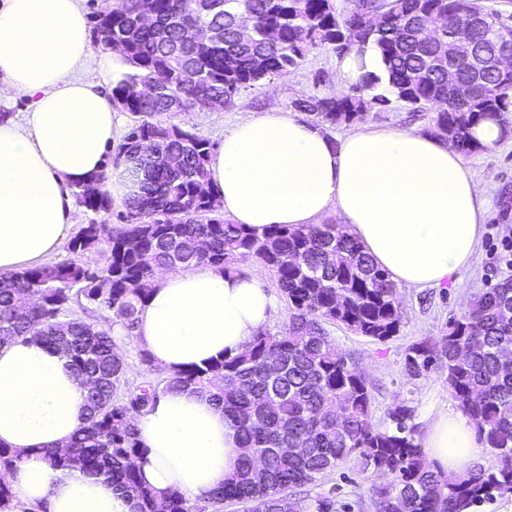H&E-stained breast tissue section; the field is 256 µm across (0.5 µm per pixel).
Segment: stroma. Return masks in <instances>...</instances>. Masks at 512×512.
Wrapping results in <instances>:
<instances>
[{"instance_id": "stroma-1", "label": "stroma", "mask_w": 512, "mask_h": 512, "mask_svg": "<svg viewBox=\"0 0 512 512\" xmlns=\"http://www.w3.org/2000/svg\"><path fill=\"white\" fill-rule=\"evenodd\" d=\"M336 64L335 53L327 48L319 49L292 74L271 87L245 95L232 110L217 115L203 109L175 115L174 120L212 144H219L225 127L258 115L270 105L287 108L295 99L315 92H335ZM318 70L325 71L326 81L317 86L313 74ZM467 161L495 203L484 226L481 249L473 267L457 281L439 288H399L400 329L386 342L356 335L340 323L328 327L337 346L369 377L375 423L390 426L389 411L398 405L406 406L411 411L409 424L419 443L424 440L430 420L439 412L457 411L458 403L440 366H432L417 375L410 372L409 348L424 338L445 334L450 321L460 316L465 301L508 273L500 256L503 239L512 240V139L495 149L473 152ZM383 481L382 475L363 471L359 460L349 459L322 475L310 492L333 497L336 512H374L373 489Z\"/></svg>"}]
</instances>
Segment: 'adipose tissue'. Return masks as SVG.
I'll return each mask as SVG.
<instances>
[{"mask_svg": "<svg viewBox=\"0 0 512 512\" xmlns=\"http://www.w3.org/2000/svg\"><path fill=\"white\" fill-rule=\"evenodd\" d=\"M93 65L95 76L81 72ZM135 71L92 42L79 0H0V100L29 101L0 118V273L33 266L72 224L66 185L101 171L124 124L110 90ZM231 223L263 232L335 215L391 280L433 288L457 280L477 254L491 208L452 142L415 128L364 125L337 138L277 105L225 130L207 166ZM276 298L248 274L200 265L157 274L134 343L166 369L240 353ZM86 382L66 358L17 338L0 346V444L22 458L6 476L18 500L48 512H131L128 497L41 448L65 447L85 422ZM135 464L156 493L209 496L231 477L238 439L223 410L187 389L158 397L137 419ZM428 461L466 474L478 446L462 413H440L423 441Z\"/></svg>", "mask_w": 512, "mask_h": 512, "instance_id": "ef3b65f1", "label": "adipose tissue"}]
</instances>
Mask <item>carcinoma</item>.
Segmentation results:
<instances>
[{"label": "carcinoma", "instance_id": "obj_1", "mask_svg": "<svg viewBox=\"0 0 512 512\" xmlns=\"http://www.w3.org/2000/svg\"><path fill=\"white\" fill-rule=\"evenodd\" d=\"M485 17L475 26L470 13ZM457 19L448 33L426 39L441 15ZM193 23L215 35L193 46L182 29ZM105 46L125 53L137 73L112 88V99L133 115L122 143L104 168L123 169L138 191L125 202L121 223L84 225L68 244L70 256L0 275V343L24 338L61 351L86 379L85 424L66 448L37 454L60 468H77L132 497L137 512H336V502L294 489L352 457L363 469L390 477L374 491L375 512H463L512 493V276L478 294L453 319L448 333L413 344L410 369L438 363L458 406L478 427L497 458L491 470L447 475L426 462L407 426L408 409L390 413L395 430L378 427L364 371L350 363L326 325L384 342L399 332L397 286L361 246L334 224L272 225L258 234L224 220L215 206L206 166L213 145L169 116L233 108L241 96L288 75L315 50L340 58L373 48L381 71L368 73L341 96L314 94L292 103L323 129L375 118L397 102L410 112H434L428 130L462 153L479 149L471 129L480 120L512 113V73L497 70L463 78L475 92L458 100L436 64L457 45L512 54L509 18L481 0H213L201 14L192 0H122L94 15ZM193 67L200 82L184 86ZM77 206L108 212L107 194L71 189ZM104 255L102 264L82 259ZM249 259L272 272L288 304L279 333L259 330L236 356L170 372L145 351L147 376L126 379L114 328L133 336L139 307L157 273L209 265L242 272ZM205 392L240 438L237 469L224 487L190 500L172 490L162 502L142 485L134 459L136 426L160 393ZM18 455L0 444V512H33L1 474Z\"/></svg>", "mask_w": 512, "mask_h": 512}]
</instances>
